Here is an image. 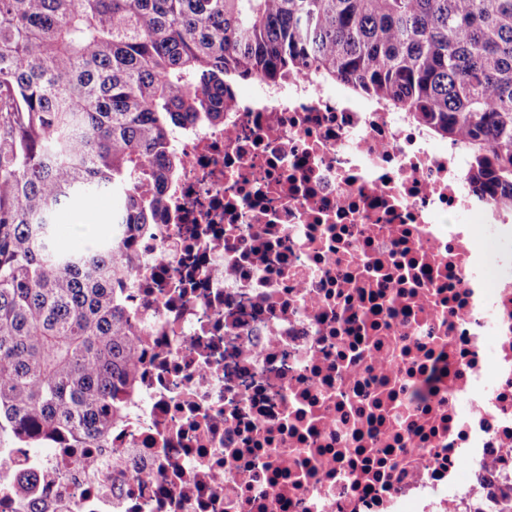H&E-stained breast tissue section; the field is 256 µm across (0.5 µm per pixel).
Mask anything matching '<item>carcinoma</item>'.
Segmentation results:
<instances>
[{"mask_svg": "<svg viewBox=\"0 0 512 512\" xmlns=\"http://www.w3.org/2000/svg\"><path fill=\"white\" fill-rule=\"evenodd\" d=\"M255 76L339 82L465 149L512 212V0H0V432L103 448L138 372L116 285L182 165L176 129ZM120 199L70 252L57 209Z\"/></svg>", "mask_w": 512, "mask_h": 512, "instance_id": "obj_1", "label": "carcinoma"}]
</instances>
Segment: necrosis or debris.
<instances>
[{
	"mask_svg": "<svg viewBox=\"0 0 512 512\" xmlns=\"http://www.w3.org/2000/svg\"><path fill=\"white\" fill-rule=\"evenodd\" d=\"M177 131L124 284L138 382L95 466L0 450L50 512H446L512 492V216L409 113L256 80Z\"/></svg>",
	"mask_w": 512,
	"mask_h": 512,
	"instance_id": "4bbe7bcc",
	"label": "necrosis or debris"
}]
</instances>
